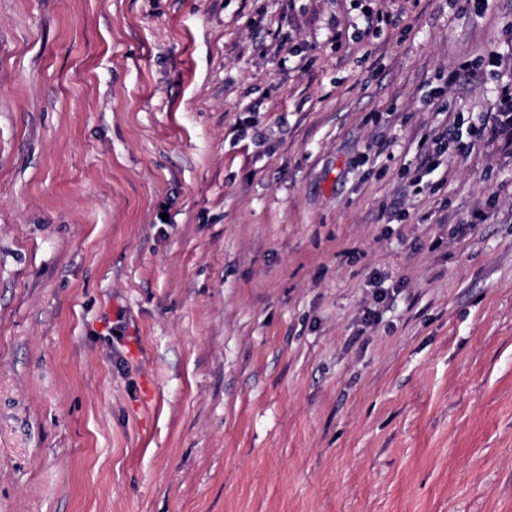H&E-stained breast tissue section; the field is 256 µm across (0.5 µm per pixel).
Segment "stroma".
<instances>
[{"mask_svg": "<svg viewBox=\"0 0 512 512\" xmlns=\"http://www.w3.org/2000/svg\"><path fill=\"white\" fill-rule=\"evenodd\" d=\"M510 79L512 0H0V512H512V130L424 162Z\"/></svg>", "mask_w": 512, "mask_h": 512, "instance_id": "obj_1", "label": "stroma"}]
</instances>
